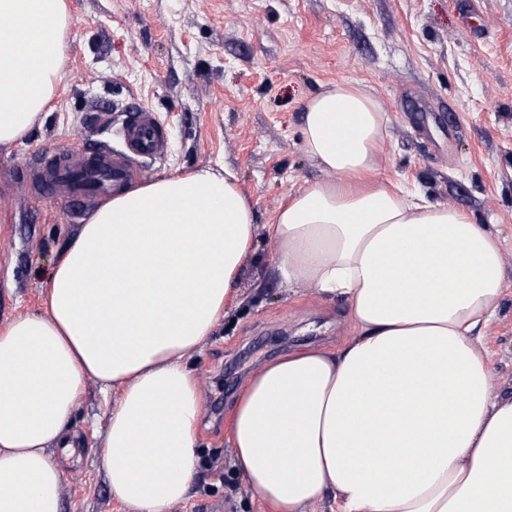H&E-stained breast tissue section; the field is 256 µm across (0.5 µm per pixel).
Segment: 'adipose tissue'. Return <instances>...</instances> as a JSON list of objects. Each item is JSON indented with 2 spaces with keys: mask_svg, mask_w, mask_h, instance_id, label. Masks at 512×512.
I'll return each instance as SVG.
<instances>
[{
  "mask_svg": "<svg viewBox=\"0 0 512 512\" xmlns=\"http://www.w3.org/2000/svg\"><path fill=\"white\" fill-rule=\"evenodd\" d=\"M66 0H0V146L23 142L62 78ZM389 117L354 83L308 102L322 172L266 232L264 276L346 300L354 333L258 369L228 444L273 512H512V393L493 395L483 342L507 284L504 241L468 214L377 178ZM255 211L232 168L112 197L66 247L48 310L0 329V512H61L86 378L117 391L102 463L129 512H169L197 475L188 368L240 304Z\"/></svg>",
  "mask_w": 512,
  "mask_h": 512,
  "instance_id": "ef3b65f1",
  "label": "adipose tissue"
}]
</instances>
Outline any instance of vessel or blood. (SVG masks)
<instances>
[{
    "mask_svg": "<svg viewBox=\"0 0 512 512\" xmlns=\"http://www.w3.org/2000/svg\"><path fill=\"white\" fill-rule=\"evenodd\" d=\"M121 149L100 151L77 145L35 159L30 188L40 198H80L92 205L121 193L141 178L143 161L163 155L168 148L165 125L150 109L142 108L118 130Z\"/></svg>",
    "mask_w": 512,
    "mask_h": 512,
    "instance_id": "b4317fda",
    "label": "vessel or blood"
}]
</instances>
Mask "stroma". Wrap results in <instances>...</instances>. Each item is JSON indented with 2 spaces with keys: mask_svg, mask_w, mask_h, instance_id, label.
Masks as SVG:
<instances>
[{
  "mask_svg": "<svg viewBox=\"0 0 512 512\" xmlns=\"http://www.w3.org/2000/svg\"><path fill=\"white\" fill-rule=\"evenodd\" d=\"M64 77L41 125L0 146V327L45 312L48 275L92 215L82 199H36L30 158L79 143L116 145L113 123L141 108L169 148L147 179L231 166L257 224L324 174L302 135L306 104L333 83L366 86L390 117L383 179L475 216L505 241L512 284V0H67ZM274 247L257 234L244 302L193 355L202 402L187 499L169 512H263L226 442L229 412L251 373L300 347L340 345L346 302L278 281L254 289ZM492 393L512 391V294L486 331ZM111 397L86 380L62 461V512H124L102 464Z\"/></svg>",
  "mask_w": 512,
  "mask_h": 512,
  "instance_id": "obj_1",
  "label": "stroma"
}]
</instances>
